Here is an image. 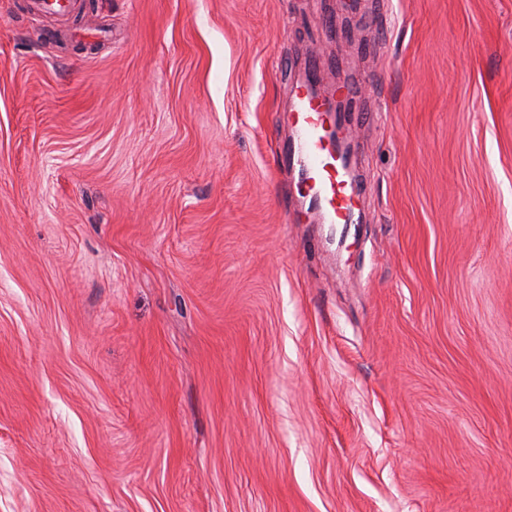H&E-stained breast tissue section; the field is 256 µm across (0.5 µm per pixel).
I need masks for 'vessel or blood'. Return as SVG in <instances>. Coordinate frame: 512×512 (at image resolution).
I'll list each match as a JSON object with an SVG mask.
<instances>
[{
	"instance_id": "obj_1",
	"label": "vessel or blood",
	"mask_w": 512,
	"mask_h": 512,
	"mask_svg": "<svg viewBox=\"0 0 512 512\" xmlns=\"http://www.w3.org/2000/svg\"><path fill=\"white\" fill-rule=\"evenodd\" d=\"M324 58L316 54L305 64L302 79L290 94L291 137L282 161L296 171L297 191L306 218L317 224L367 223L362 200L366 188L352 173V137L348 113L367 119L371 110L360 103L356 85L322 88Z\"/></svg>"
}]
</instances>
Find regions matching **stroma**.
Wrapping results in <instances>:
<instances>
[{"mask_svg": "<svg viewBox=\"0 0 512 512\" xmlns=\"http://www.w3.org/2000/svg\"><path fill=\"white\" fill-rule=\"evenodd\" d=\"M314 52L376 82L342 245ZM0 512H512V0H0ZM323 65L322 55L311 56L304 76L292 87L288 109L291 137L282 162L297 171V191L307 204L302 213L310 222L368 224L362 203L366 187L356 181L351 168L348 114L356 112L358 119L365 120L374 111L355 105L360 103V95L352 83L320 90Z\"/></svg>", "mask_w": 512, "mask_h": 512, "instance_id": "stroma-1", "label": "stroma"}]
</instances>
